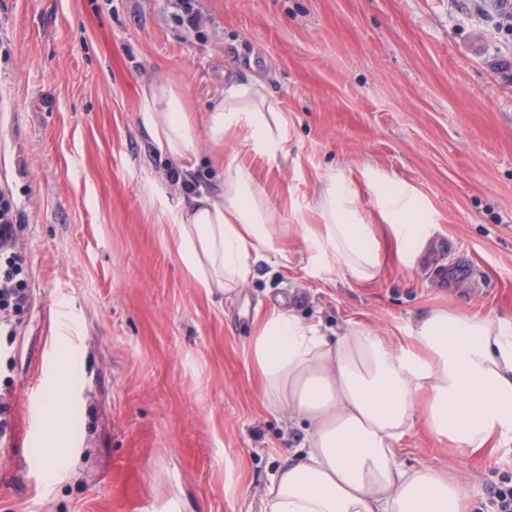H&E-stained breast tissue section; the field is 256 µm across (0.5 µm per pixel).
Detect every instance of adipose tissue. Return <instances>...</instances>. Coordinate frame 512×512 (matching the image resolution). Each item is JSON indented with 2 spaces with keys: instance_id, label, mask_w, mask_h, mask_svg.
Segmentation results:
<instances>
[{
  "instance_id": "adipose-tissue-1",
  "label": "adipose tissue",
  "mask_w": 512,
  "mask_h": 512,
  "mask_svg": "<svg viewBox=\"0 0 512 512\" xmlns=\"http://www.w3.org/2000/svg\"><path fill=\"white\" fill-rule=\"evenodd\" d=\"M138 117L156 151L181 173L194 169L197 129L180 88L144 86ZM243 125L256 155L282 151L280 108L234 84L205 128L220 145ZM214 161L225 165L222 156ZM225 167L220 193L183 199L164 227L209 297L236 296L259 263L287 265L286 234L304 244L315 278L364 286L379 277L385 249L413 268L437 229L419 192L368 168L329 177L310 220L286 228L252 164ZM364 190L374 197L369 212L360 205ZM403 332L395 342L352 320L329 338L282 311L260 324L250 366L268 404L291 408L307 430L302 450L272 476L265 512H469L453 474L404 466L398 444L420 421L440 444L473 457L512 445V318L435 308Z\"/></svg>"
}]
</instances>
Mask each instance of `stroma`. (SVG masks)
<instances>
[{
    "instance_id": "35a3bbf8",
    "label": "stroma",
    "mask_w": 512,
    "mask_h": 512,
    "mask_svg": "<svg viewBox=\"0 0 512 512\" xmlns=\"http://www.w3.org/2000/svg\"><path fill=\"white\" fill-rule=\"evenodd\" d=\"M0 0V191L23 214L31 306L0 335V512H263L272 475L306 440L249 371L274 308L325 335L354 317L380 335L437 307L512 316V29L492 0ZM171 82L204 117L230 84H261L286 121L285 154L254 157L247 128L174 177L138 119L140 91ZM225 162L253 158L280 223H300L323 180L370 166L428 199L438 229L377 283L326 286L284 238L234 299L196 288L163 234L186 184L216 192ZM165 189V200L155 196ZM477 277H470V270ZM76 371L71 465L35 460L31 399L61 354ZM401 461L454 473L472 512L512 478V446L473 460L423 427Z\"/></svg>"
}]
</instances>
